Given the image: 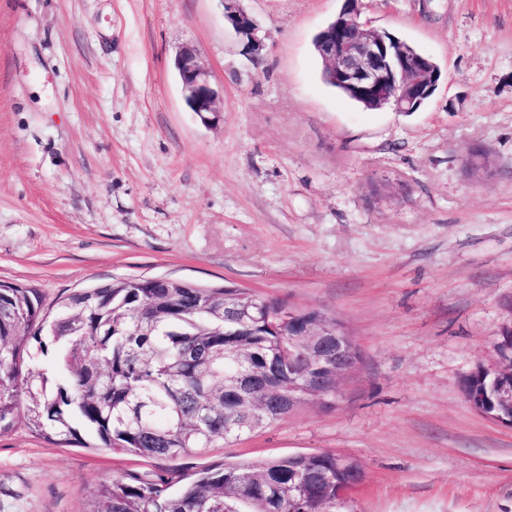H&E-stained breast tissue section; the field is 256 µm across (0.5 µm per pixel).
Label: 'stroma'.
I'll use <instances>...</instances> for the list:
<instances>
[{
    "label": "stroma",
    "instance_id": "1",
    "mask_svg": "<svg viewBox=\"0 0 512 512\" xmlns=\"http://www.w3.org/2000/svg\"><path fill=\"white\" fill-rule=\"evenodd\" d=\"M0 0V282L46 304L117 279L233 285L339 321L360 352L307 404L188 459L330 451L358 462L340 512H512V426L464 385L512 326V0H359L442 71L419 111L322 79L313 39L343 0ZM218 94L189 112L174 59ZM0 435V512H88L166 461ZM224 24L244 42L246 49L258 60L262 42L256 36V23L247 13L239 9H225ZM174 64L189 111L194 112L203 123H212L220 110L217 107V93L211 86L208 72L199 64L191 49L179 53Z\"/></svg>",
    "mask_w": 512,
    "mask_h": 512
}]
</instances>
